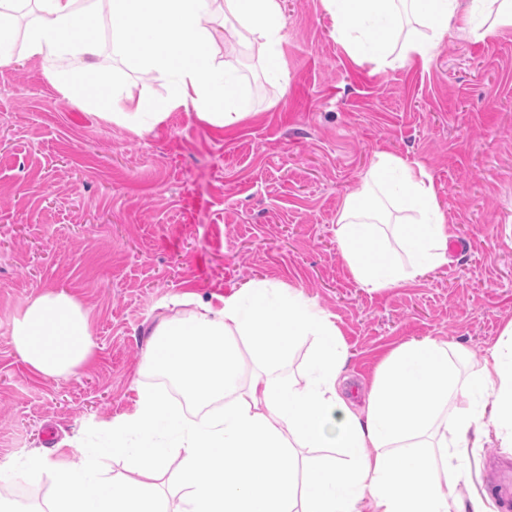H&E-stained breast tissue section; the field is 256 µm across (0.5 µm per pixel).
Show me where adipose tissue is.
I'll list each match as a JSON object with an SVG mask.
<instances>
[{"label":"adipose tissue","mask_w":512,"mask_h":512,"mask_svg":"<svg viewBox=\"0 0 512 512\" xmlns=\"http://www.w3.org/2000/svg\"><path fill=\"white\" fill-rule=\"evenodd\" d=\"M406 2L417 32L404 33ZM336 40L358 64L376 69L429 62L448 37V24L478 40L512 27V0H322ZM112 29V53L133 56L144 73L164 78L166 108L151 110L144 93L118 85L105 118L134 133L155 128L184 109L216 127L248 113L237 71L216 46L228 21L258 42L272 82L287 83L278 48L285 39L281 0H0V67L19 60H65L55 87L73 96L79 75L99 53L87 30L100 14ZM221 111H213L215 102ZM336 214L337 248L354 278L371 291L415 281L448 264L451 238L437 188L422 163L375 154ZM402 218V253L381 247L383 201ZM11 339L30 372L67 378L92 359V315L72 296L50 290L30 300ZM263 372L244 377L240 340ZM311 341L302 379L284 365L294 346ZM462 345L425 336L405 341L377 364L362 403L348 396V353L330 316L295 289L251 281L218 301L187 293L163 306L146 344V369L173 378L194 407L161 401L135 388L132 406L102 426L98 450L126 463L110 478L96 455L75 470L41 454L26 472L47 477L56 495L48 512H496L475 490L459 496L478 448L496 439L512 454V320L483 362L456 382L451 356ZM223 400L224 407L209 412ZM298 448L330 456L286 467ZM179 475V508L159 483Z\"/></svg>","instance_id":"ef3b65f1"}]
</instances>
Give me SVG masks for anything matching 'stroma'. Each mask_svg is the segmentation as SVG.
<instances>
[{
  "mask_svg": "<svg viewBox=\"0 0 512 512\" xmlns=\"http://www.w3.org/2000/svg\"><path fill=\"white\" fill-rule=\"evenodd\" d=\"M283 18L287 85L269 81L256 45L219 46L250 112L231 128L182 110L140 134L105 121L113 84L147 88L156 109L168 97L163 78L113 56L106 19L75 99L52 82L61 60L0 67V464L28 512L52 494L25 474L30 454L81 468L135 382L159 388L135 371L172 297L209 301L252 279L297 289L334 317L360 391L384 354L423 336L462 344L467 374L512 320V28L376 72L331 36L321 0H283ZM380 150L427 167L453 261L370 292L337 249L336 211ZM47 290L94 315V357L69 379L33 375L11 344Z\"/></svg>",
  "mask_w": 512,
  "mask_h": 512,
  "instance_id": "obj_1",
  "label": "stroma"
}]
</instances>
